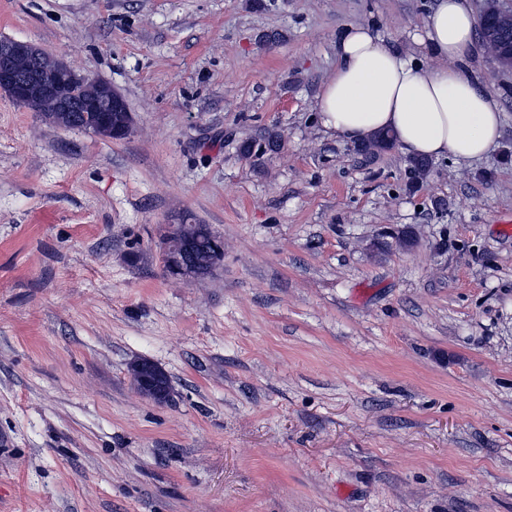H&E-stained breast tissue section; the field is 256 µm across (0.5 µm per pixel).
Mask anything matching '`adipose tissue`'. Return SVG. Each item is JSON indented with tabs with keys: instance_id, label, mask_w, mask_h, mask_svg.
Returning a JSON list of instances; mask_svg holds the SVG:
<instances>
[{
	"instance_id": "1",
	"label": "adipose tissue",
	"mask_w": 512,
	"mask_h": 512,
	"mask_svg": "<svg viewBox=\"0 0 512 512\" xmlns=\"http://www.w3.org/2000/svg\"><path fill=\"white\" fill-rule=\"evenodd\" d=\"M476 40L466 0H436L416 38L439 60L436 68L407 57L371 23L345 25L336 34V66L317 95L320 125L351 143L389 132L411 159L482 158L501 137L503 115L464 73Z\"/></svg>"
}]
</instances>
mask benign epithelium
Here are the masks:
<instances>
[{
  "mask_svg": "<svg viewBox=\"0 0 512 512\" xmlns=\"http://www.w3.org/2000/svg\"><path fill=\"white\" fill-rule=\"evenodd\" d=\"M484 22L483 40L491 55L504 70H512V6L503 0H492L480 14ZM38 47L13 39H0V89L20 104L30 101L42 104L41 112L55 125L65 113H82L86 130L97 128L119 113V125L114 133L124 139L133 129L130 112L119 111L116 95L105 89L102 94L84 98L73 92L69 98L63 94L67 87L75 88L86 77L64 60L53 59L48 66ZM200 226L182 221L165 226L161 259L165 270L173 277L199 281L208 277L224 261V239L212 234V250L199 258L196 245ZM130 378L139 394L154 402L164 403L171 396L167 373L150 359H136L129 367Z\"/></svg>",
  "mask_w": 512,
  "mask_h": 512,
  "instance_id": "1",
  "label": "benign epithelium"
}]
</instances>
